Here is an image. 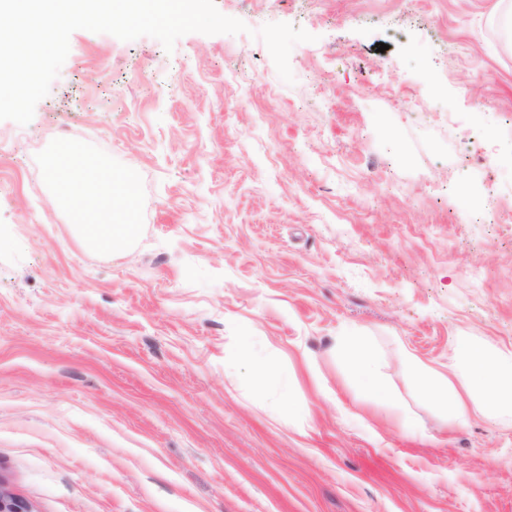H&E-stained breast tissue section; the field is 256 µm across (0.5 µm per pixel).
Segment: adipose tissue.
Returning a JSON list of instances; mask_svg holds the SVG:
<instances>
[{
	"label": "adipose tissue",
	"instance_id": "obj_1",
	"mask_svg": "<svg viewBox=\"0 0 512 512\" xmlns=\"http://www.w3.org/2000/svg\"><path fill=\"white\" fill-rule=\"evenodd\" d=\"M50 174L57 199L67 208L72 222L97 247L109 251L136 235L137 227L129 218L135 209V197L127 182L113 176L110 168L87 162L68 147L62 161H51ZM109 195L123 202L127 220L113 223L105 201ZM344 350L357 384L371 398H388L389 391L379 376V362L366 340L360 336L347 337ZM417 372L422 389L437 396L447 410L458 416H465L466 400L477 399L484 415L512 417V353L493 361L481 350H470L467 372L457 384L450 375L423 364L418 365Z\"/></svg>",
	"mask_w": 512,
	"mask_h": 512
}]
</instances>
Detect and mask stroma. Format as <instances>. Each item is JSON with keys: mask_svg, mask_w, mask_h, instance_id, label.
<instances>
[{"mask_svg": "<svg viewBox=\"0 0 512 512\" xmlns=\"http://www.w3.org/2000/svg\"><path fill=\"white\" fill-rule=\"evenodd\" d=\"M215 5L247 32H73L0 121V480L34 512H512V425L413 367L512 351V0ZM270 22L315 36L294 83ZM63 143L133 180L130 242L57 204ZM345 353L350 359L357 384L377 400L387 399L389 391L379 376V362L370 352L366 340L362 336H347ZM419 381L422 389L437 396L447 411L466 416V405L462 394L455 388L449 374L441 373L421 363H416Z\"/></svg>", "mask_w": 512, "mask_h": 512, "instance_id": "obj_1", "label": "stroma"}]
</instances>
